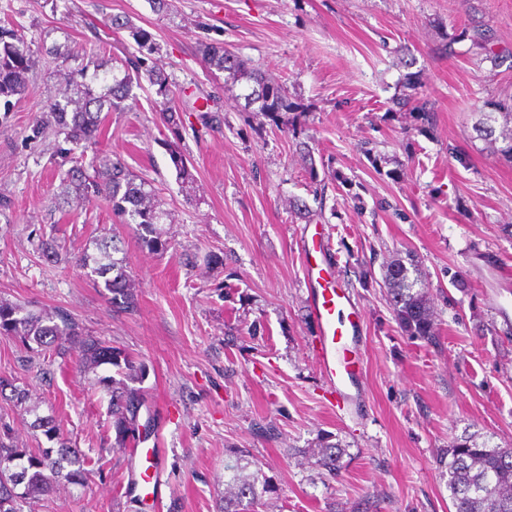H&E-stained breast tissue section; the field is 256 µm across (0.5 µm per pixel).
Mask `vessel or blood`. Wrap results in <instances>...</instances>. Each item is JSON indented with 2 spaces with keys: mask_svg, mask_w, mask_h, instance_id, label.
<instances>
[{
  "mask_svg": "<svg viewBox=\"0 0 512 512\" xmlns=\"http://www.w3.org/2000/svg\"><path fill=\"white\" fill-rule=\"evenodd\" d=\"M297 247L305 259L309 313L317 327L315 361L328 393L341 407L358 396L363 380L358 325L352 320L360 308L351 294L340 287L320 232L301 231ZM130 455L131 469L123 484L125 492L139 498L152 512H159L167 489L165 449L156 445L136 447Z\"/></svg>",
  "mask_w": 512,
  "mask_h": 512,
  "instance_id": "vessel-or-blood-1",
  "label": "vessel or blood"
}]
</instances>
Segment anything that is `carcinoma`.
<instances>
[{
    "label": "carcinoma",
    "instance_id": "obj_1",
    "mask_svg": "<svg viewBox=\"0 0 512 512\" xmlns=\"http://www.w3.org/2000/svg\"><path fill=\"white\" fill-rule=\"evenodd\" d=\"M206 63L224 73V85L248 84L242 91L259 103L258 111L274 120L288 112L287 91L262 76L248 71L246 62L224 50L219 44L203 46ZM58 87L51 92L47 111L37 116L27 140L43 141L54 137L56 151L51 157L62 172L60 191L55 195V209L64 214L83 210L102 198L112 205L126 224L136 225L141 240L154 250L167 249L164 224L170 214L157 199L152 183L133 174L112 156L96 151V144L107 116L123 112L136 100L134 74L144 60L138 56L123 68L96 54L78 67L71 66V55L55 53ZM38 57L26 35L0 25V100L9 111L11 99L29 93V74ZM150 84L164 99L163 120L177 125L179 114L171 105L168 76L159 69L146 70ZM93 150L84 163L87 150ZM42 257L49 263L74 262L89 276L103 279L110 302L117 309H128L135 301V283L127 262L126 241L117 234H104L92 240V247L77 255L64 250L56 238L41 242ZM387 293L399 323L413 336L432 335L434 311L424 290L418 269L395 262L387 269ZM0 335L18 340L36 354H52L69 360L76 370L93 375V385L108 399L109 430L114 435L112 447L121 451L141 442L138 432L145 398L140 383L146 368L134 356L112 346V342L85 333L75 316L64 307L29 310L21 304L0 299ZM10 394H5V391ZM0 396L26 414L34 415L30 427L41 432L49 446L27 451L19 447L8 430L0 432V512H22L50 496L60 480L77 487L87 480V460L72 447L50 415L37 413L30 404L29 390L0 378ZM313 464L331 474L338 473L341 449L321 442L310 449ZM449 498L454 512H512V448L490 444L477 433H465L452 439L440 456ZM24 471L15 483L16 470ZM223 503L218 512H253L270 492L260 467L247 476L235 474L224 480Z\"/></svg>",
    "mask_w": 512,
    "mask_h": 512
}]
</instances>
